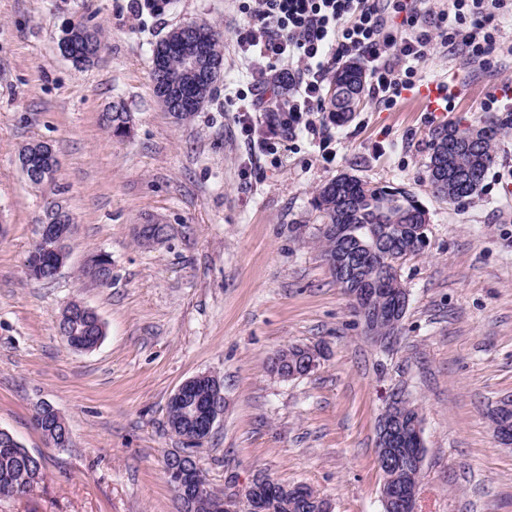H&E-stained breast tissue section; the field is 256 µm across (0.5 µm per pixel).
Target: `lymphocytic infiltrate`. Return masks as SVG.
<instances>
[{"instance_id": "f902f5d3", "label": "lymphocytic infiltrate", "mask_w": 512, "mask_h": 512, "mask_svg": "<svg viewBox=\"0 0 512 512\" xmlns=\"http://www.w3.org/2000/svg\"><path fill=\"white\" fill-rule=\"evenodd\" d=\"M235 0L242 20L234 29L240 58L253 64L246 87L225 94L227 108L252 157L279 165L278 147L310 136L320 151L332 138L320 120L325 82L343 58L362 60L368 93L392 108L421 80L435 48L467 61L494 65L501 48L496 19L512 16V0ZM288 81L287 95L265 93L269 73Z\"/></svg>"}]
</instances>
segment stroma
I'll return each instance as SVG.
<instances>
[{
  "label": "stroma",
  "instance_id": "35a3bbf8",
  "mask_svg": "<svg viewBox=\"0 0 512 512\" xmlns=\"http://www.w3.org/2000/svg\"><path fill=\"white\" fill-rule=\"evenodd\" d=\"M131 4L0 0V427L44 466L43 481L0 499V512H180L163 471L182 446L167 404L204 372L224 383V413L200 452L220 495L238 496L261 473L311 487L332 512H382L376 426L399 387L423 418L420 512H512V447L490 420L512 398V193L497 182L512 168V130L467 203L435 196L427 172L435 130L483 125L481 102L512 87V55L486 67L439 50L423 84L447 82L454 111H427L416 89L389 110L367 97L346 124L328 125L332 163L302 137L281 148L276 168L251 162L224 109L225 85L247 74L230 0H172L155 17ZM77 20L105 43L88 66L59 46ZM199 23L223 34L224 69L211 99L179 120L154 96L151 51ZM115 106L128 114L127 136L102 121ZM33 142L59 159L55 179L39 185L19 162ZM342 173L405 188L429 216L428 247L400 269L409 302L385 346L294 232H317L311 201ZM59 206L74 222L70 257L45 283L26 260ZM140 224L167 225V240L140 247ZM100 251L112 259L105 284L82 275ZM74 299L104 323L93 351H72L58 334ZM289 345L325 356L309 375L281 380L267 366ZM44 401L67 421V447L37 429Z\"/></svg>",
  "mask_w": 512,
  "mask_h": 512
}]
</instances>
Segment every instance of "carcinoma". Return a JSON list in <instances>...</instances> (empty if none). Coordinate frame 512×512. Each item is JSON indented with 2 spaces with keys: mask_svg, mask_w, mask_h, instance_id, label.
I'll list each match as a JSON object with an SVG mask.
<instances>
[{
  "mask_svg": "<svg viewBox=\"0 0 512 512\" xmlns=\"http://www.w3.org/2000/svg\"><path fill=\"white\" fill-rule=\"evenodd\" d=\"M207 52L216 60L224 61V38L207 24L202 25ZM93 40L103 47L99 31L81 22L71 23L63 30L61 45L69 47L67 56L79 65H90L92 61L82 56L85 40ZM174 32L157 43L152 49L153 81H159L160 69L176 72L181 68V49L175 44ZM168 52L158 56L160 47ZM162 61H157V58ZM366 86L365 71L361 64L349 60L336 69L329 88V112L336 124L348 120L359 106ZM512 128V118L496 119L479 128L460 130L443 127L435 132L430 155L428 178L433 192L450 202L461 203L471 199L481 186L494 160L495 143L502 132ZM313 206L318 211L323 227L310 237L314 248L336 271L335 260L344 255L356 261L357 272L353 278L336 279L340 287L350 292L355 288L376 285L384 292L379 303L386 308L395 297L402 294L404 285L399 269L411 256L423 251L428 239V213L416 196L402 187L372 184L354 175L343 173L323 185L314 197ZM369 228L389 253L390 263L383 267L358 260L361 251L358 238L362 229ZM303 347L289 345L277 351L270 359L268 370L274 371L276 361L288 360V365L297 363ZM390 476L393 483L412 487L417 484V471L403 464L394 467ZM43 471L28 467L18 451L0 447V494L15 487L39 484ZM249 494L276 503V512H300L302 506L295 496L283 497L261 484H256Z\"/></svg>",
  "mask_w": 512,
  "mask_h": 512,
  "instance_id": "obj_1",
  "label": "carcinoma"
}]
</instances>
